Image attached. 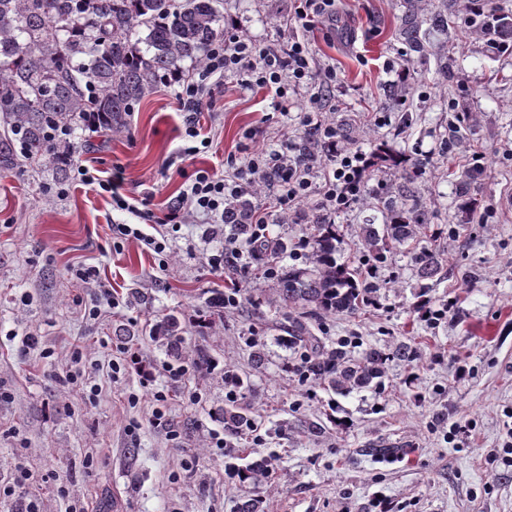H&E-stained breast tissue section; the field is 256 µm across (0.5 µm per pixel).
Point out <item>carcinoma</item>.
Returning a JSON list of instances; mask_svg holds the SVG:
<instances>
[{"label":"carcinoma","instance_id":"obj_1","mask_svg":"<svg viewBox=\"0 0 512 512\" xmlns=\"http://www.w3.org/2000/svg\"><path fill=\"white\" fill-rule=\"evenodd\" d=\"M219 0H0V170L13 171L24 159H43L58 176L67 175L66 148L48 152L52 126L75 129L93 120L101 130L120 131L131 112L160 84L183 77V64L202 63L208 47L224 35V14ZM420 0H403L399 37L419 56L428 54L421 35ZM464 17L465 23L489 37L495 48L512 50V17L491 7H468L450 14L448 4L430 14V26L442 29ZM484 157L473 159L457 176L461 223L483 207L477 180ZM400 182L381 187L378 200L386 221L365 224L359 245L365 264L374 268L392 249L409 246L427 229L426 211L415 184L424 178L420 164L402 166ZM252 203L237 199L224 211V223L240 235L250 234ZM312 233L305 266L283 267L277 275L275 302L286 310L280 340L301 351L300 361L288 366L303 379L327 392L350 394L378 385L393 361L411 366L422 352L407 342H391L354 357L346 343H323L313 327L329 316H350L371 306L377 285L362 269L338 262L341 234L336 225L314 211L302 215ZM285 244L266 239L254 245L257 260L266 264L284 252ZM417 277L427 281L442 267L440 253L426 247L413 252ZM180 319L169 314L154 323L149 335L163 338L170 355H184ZM216 416L224 431L237 435L255 427L247 408L231 399ZM275 469V459L261 457L236 467L239 482L258 486Z\"/></svg>","mask_w":512,"mask_h":512}]
</instances>
